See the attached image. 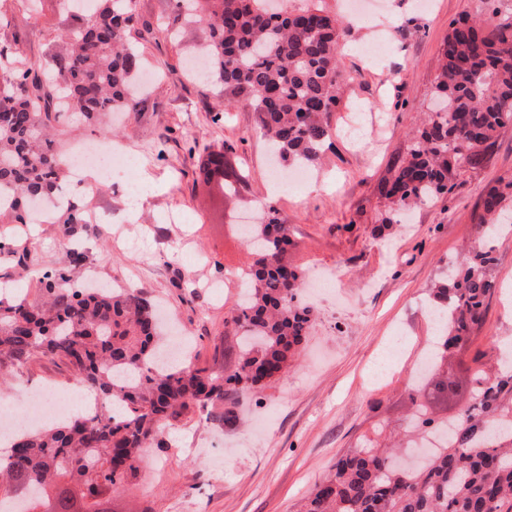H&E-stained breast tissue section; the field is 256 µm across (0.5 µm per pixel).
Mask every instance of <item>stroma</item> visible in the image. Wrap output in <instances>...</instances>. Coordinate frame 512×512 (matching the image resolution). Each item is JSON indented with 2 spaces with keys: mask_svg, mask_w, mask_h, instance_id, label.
Wrapping results in <instances>:
<instances>
[{
  "mask_svg": "<svg viewBox=\"0 0 512 512\" xmlns=\"http://www.w3.org/2000/svg\"><path fill=\"white\" fill-rule=\"evenodd\" d=\"M386 54H369L372 26L351 15L348 0H323L345 16L339 56L343 99L331 116L332 137L312 182L270 195L265 146L251 109L225 106L218 86L188 76L186 63L207 42L200 23L175 20V0H135L134 45L144 71L157 73L145 106L114 125V142L138 157L128 178L143 193L136 213L124 186L86 194L109 207L106 223L0 224V285L31 305L43 300L42 271L69 267L71 249L86 257L69 267L73 280L135 288L162 302L184 333L197 363L224 367L235 336L224 320L238 298L234 280L253 255L239 233L245 213L274 207L296 246L288 254L308 277L331 288L314 299L317 319L288 377L243 398L237 427L188 413L173 420L123 491L105 497L106 512H298L303 497L336 457L380 445L404 431L412 414V370L436 340L432 287L448 260L471 252L480 236L473 220L485 195L512 179V126L475 167L460 171L447 195L396 217L385 186L413 132L432 107L438 59L453 20L481 12V0H383ZM61 0L0 5V46L25 60L42 58L50 38L71 25ZM371 122L349 133L354 110ZM223 153L240 174L235 193L219 198L200 167ZM492 274L512 289V232L494 243ZM501 294L487 305L465 359L449 357L426 382V405L437 419H457L470 403L474 369L499 366V344L512 340V307ZM460 387L432 396L436 379ZM71 371L59 358L36 355L9 377L12 397Z\"/></svg>",
  "mask_w": 512,
  "mask_h": 512,
  "instance_id": "35a3bbf8",
  "label": "stroma"
}]
</instances>
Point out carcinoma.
<instances>
[{
    "label": "carcinoma",
    "mask_w": 512,
    "mask_h": 512,
    "mask_svg": "<svg viewBox=\"0 0 512 512\" xmlns=\"http://www.w3.org/2000/svg\"><path fill=\"white\" fill-rule=\"evenodd\" d=\"M77 26L55 38L44 58L23 63L0 50V224H28L25 202L61 189L62 163L47 130L59 122L64 101L88 124L104 111L137 112L133 81L141 69L131 48L135 18L129 0H91ZM321 0L283 15L267 0H177L178 14L209 30V82L224 87L230 103L257 114L271 152L288 166L317 164L331 137L339 100L337 55L346 21L324 11ZM489 18L450 24L436 84L437 108L412 138L391 172L386 196L393 210L426 203L452 188L455 172L474 167L512 124V5L484 0ZM208 181L226 193L236 177L224 154L209 160ZM512 180L488 193L474 215L493 241L512 214L498 218ZM81 200L69 198L56 224L85 223ZM255 258L241 298L225 319L239 337L234 358L220 372L191 360L161 366L166 346L159 309L133 288L72 283L66 268L42 272L45 303L18 297L0 301V379L37 353L63 360L74 380L95 390L111 408L78 415L44 431L23 432L0 455V501L23 512H105L107 494L127 484L145 450L170 420L193 410L225 425L237 422L238 399L288 376L308 335L312 310L299 302L304 271L285 260L288 225L269 208L251 224ZM489 246L448 262L450 275L435 292L447 313L441 366L448 350L463 348L499 288ZM474 398L458 424L441 426L449 445L421 468L393 466L392 448H352L336 459L299 512H512V372L474 374ZM409 392L416 412L411 428L435 420Z\"/></svg>",
    "instance_id": "carcinoma-1"
}]
</instances>
